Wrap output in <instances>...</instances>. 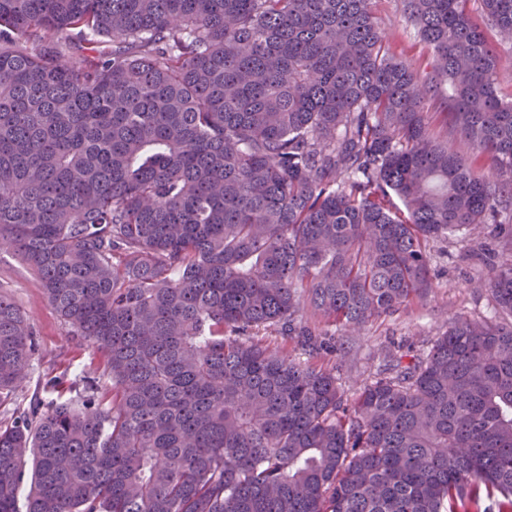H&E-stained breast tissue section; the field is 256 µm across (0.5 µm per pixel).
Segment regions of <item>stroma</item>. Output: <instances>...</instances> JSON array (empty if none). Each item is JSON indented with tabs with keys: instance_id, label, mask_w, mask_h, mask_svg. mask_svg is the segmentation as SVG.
I'll use <instances>...</instances> for the list:
<instances>
[{
	"instance_id": "1",
	"label": "stroma",
	"mask_w": 512,
	"mask_h": 512,
	"mask_svg": "<svg viewBox=\"0 0 512 512\" xmlns=\"http://www.w3.org/2000/svg\"><path fill=\"white\" fill-rule=\"evenodd\" d=\"M379 23L391 39L393 51L415 67L429 69L432 58L404 13L403 0H375ZM482 254H474L468 234L459 232L430 241V294L365 327L361 335L337 336L343 350L336 356V376L347 396H354L363 382L373 380L391 352L423 354L456 315L473 320H505L495 312L488 288L493 263L505 260L503 244L493 229L482 238ZM0 291L9 295L30 316L36 348L28 378L14 402L0 404V421H9L16 405L48 402L57 396L53 384L64 380L71 396L82 395L88 381L101 378L105 362L93 346L74 338L70 328L45 297L33 273L12 253L0 254Z\"/></svg>"
}]
</instances>
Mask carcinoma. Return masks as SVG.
Wrapping results in <instances>:
<instances>
[{
    "label": "carcinoma",
    "instance_id": "cac0c4a2",
    "mask_svg": "<svg viewBox=\"0 0 512 512\" xmlns=\"http://www.w3.org/2000/svg\"><path fill=\"white\" fill-rule=\"evenodd\" d=\"M467 2L404 0L419 71L374 0H0V253L108 377L0 422V512L25 485L26 512H512V322L456 315L353 400L313 362L322 322L429 293V241L512 251V100ZM490 292L512 316V258ZM33 351L0 294V403ZM374 9L379 23L389 33L393 51L421 70H429L430 51L422 44L414 26L404 13L402 0H376Z\"/></svg>",
    "mask_w": 512,
    "mask_h": 512
}]
</instances>
